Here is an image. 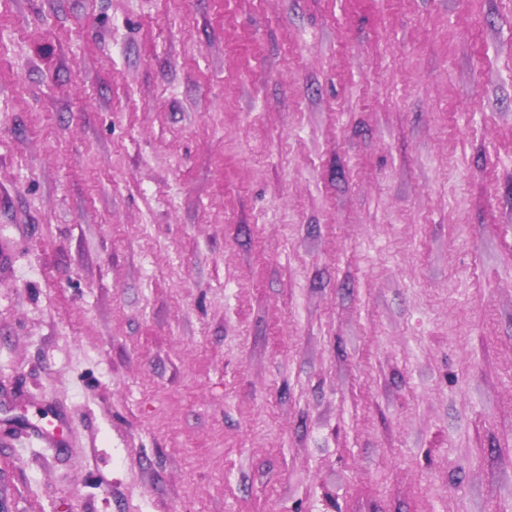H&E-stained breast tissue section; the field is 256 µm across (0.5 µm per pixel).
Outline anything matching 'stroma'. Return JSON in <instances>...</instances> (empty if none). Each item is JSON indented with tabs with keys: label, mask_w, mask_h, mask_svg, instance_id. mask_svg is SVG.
Returning a JSON list of instances; mask_svg holds the SVG:
<instances>
[{
	"label": "stroma",
	"mask_w": 512,
	"mask_h": 512,
	"mask_svg": "<svg viewBox=\"0 0 512 512\" xmlns=\"http://www.w3.org/2000/svg\"><path fill=\"white\" fill-rule=\"evenodd\" d=\"M0 506L512 512V0H0Z\"/></svg>",
	"instance_id": "1"
}]
</instances>
